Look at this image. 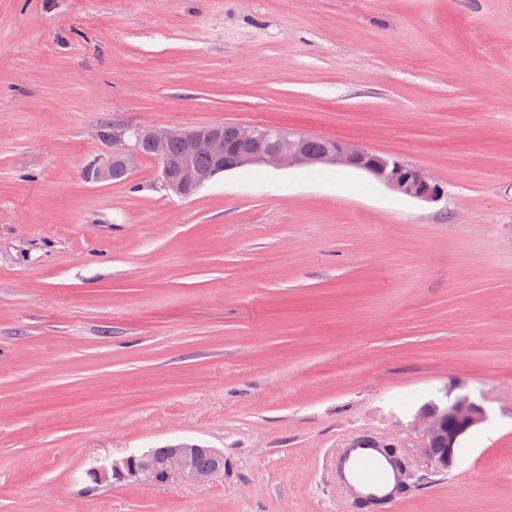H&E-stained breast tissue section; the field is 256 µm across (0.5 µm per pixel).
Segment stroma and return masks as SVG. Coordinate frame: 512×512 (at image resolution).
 Listing matches in <instances>:
<instances>
[{
    "label": "stroma",
    "instance_id": "35a3bbf8",
    "mask_svg": "<svg viewBox=\"0 0 512 512\" xmlns=\"http://www.w3.org/2000/svg\"><path fill=\"white\" fill-rule=\"evenodd\" d=\"M277 126L396 155L441 202L351 168L247 166L188 197L112 127ZM481 401L451 472L416 426ZM512 512V0H0V512ZM188 443L200 484L88 469ZM336 466L358 500L385 502L388 511L394 510L397 471L373 441L360 439L345 448L337 458ZM392 477L395 483L391 488Z\"/></svg>",
    "mask_w": 512,
    "mask_h": 512
}]
</instances>
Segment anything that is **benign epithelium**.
<instances>
[{"instance_id": "benign-epithelium-1", "label": "benign epithelium", "mask_w": 512, "mask_h": 512, "mask_svg": "<svg viewBox=\"0 0 512 512\" xmlns=\"http://www.w3.org/2000/svg\"><path fill=\"white\" fill-rule=\"evenodd\" d=\"M175 140L187 142L193 149L207 154L213 166L201 171L187 158L175 159L169 146ZM148 145L160 166V173L167 190L186 197L203 187L214 176L244 166L296 167L330 165L351 167L371 175L393 191L426 202H436L445 190L427 170L406 162L397 156H382L357 143L325 140V148L317 154L304 148L305 138L277 127L235 126L231 140L207 126L182 128L174 126L141 125L131 135L117 128L112 129V150L98 159L86 177L95 182L112 180V164L119 163L126 173H132L142 158L139 143ZM484 407L468 395H459L444 405H432L418 418L425 447L439 469L453 463L459 438L469 429L485 423ZM441 442L447 447L443 455L432 453V447ZM203 449L181 446L159 456L152 451L129 455L110 466L92 468L88 480L95 486L114 483L163 485L187 479L207 482L224 472V454L208 449L212 464L198 465Z\"/></svg>"}]
</instances>
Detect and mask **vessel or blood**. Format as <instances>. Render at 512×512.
Masks as SVG:
<instances>
[{"label": "vessel or blood", "instance_id": "obj_1", "mask_svg": "<svg viewBox=\"0 0 512 512\" xmlns=\"http://www.w3.org/2000/svg\"><path fill=\"white\" fill-rule=\"evenodd\" d=\"M336 466L359 499L384 503L393 512L396 500L391 482L397 471L373 441L353 443L337 458Z\"/></svg>", "mask_w": 512, "mask_h": 512}]
</instances>
